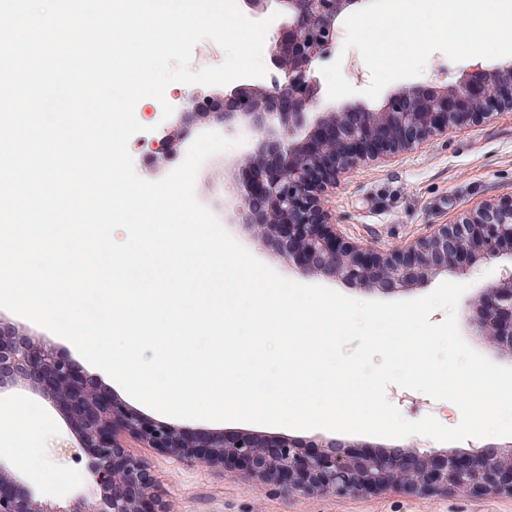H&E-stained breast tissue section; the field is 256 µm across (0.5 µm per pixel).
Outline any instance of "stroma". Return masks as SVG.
Here are the masks:
<instances>
[{"label":"stroma","mask_w":512,"mask_h":512,"mask_svg":"<svg viewBox=\"0 0 512 512\" xmlns=\"http://www.w3.org/2000/svg\"><path fill=\"white\" fill-rule=\"evenodd\" d=\"M237 155L230 149L207 158L200 167L195 193L216 217L224 215L225 187L239 180L227 164ZM512 201V110L501 109L478 123L449 127L422 148L399 153L384 161L362 164L337 176L321 196V205L347 241L380 251L428 235L434 225L450 224L485 202ZM45 343L68 353L89 382L110 391L129 409L151 420L160 413L130 397L105 372L90 364L77 349L57 335L40 329ZM388 400L410 421L433 416L445 427L459 425L461 413L452 403L432 399L395 385ZM38 409L41 428L33 468L18 473L42 499L66 507L90 494L93 483L85 456L63 416L46 400L32 394L0 397V413L22 405ZM173 426L202 431H248L261 435L290 436L321 443L332 439L325 429L291 430L277 426L173 419ZM131 455L144 458L155 480V490L175 512H512V498L450 493L420 495L388 490L355 497L291 496L273 484L255 482L247 473H225L220 466L180 461L127 440ZM73 454L58 459L57 449Z\"/></svg>","instance_id":"1"}]
</instances>
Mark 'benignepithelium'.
Returning <instances> with one entry per match:
<instances>
[{
  "label": "benign epithelium",
  "instance_id": "1",
  "mask_svg": "<svg viewBox=\"0 0 512 512\" xmlns=\"http://www.w3.org/2000/svg\"><path fill=\"white\" fill-rule=\"evenodd\" d=\"M362 0H246L283 15L272 38L279 76L245 78L207 97H190L176 123L190 133L203 120L215 132H239L245 149L229 163L248 186L225 200V222L242 224L256 243L292 262L304 276L340 279L366 291L398 294L438 277H464L486 264L499 275L470 301L467 325L512 364V203H484L453 224L388 252L355 245L326 221L319 195L336 176L368 161L415 150L450 126L474 122L487 106L512 108V60L475 67L452 84L417 83L381 106L324 107L315 76L336 25ZM29 392L56 405L89 458L92 498L74 511L36 498L0 461V512H170L155 494L146 462L128 454L133 438L176 459L246 471L257 481L303 497L365 495L386 489L512 497V444L464 452L410 444L351 453L330 440L312 455L291 437L200 432L147 420L90 387L68 357L36 333L0 318V396Z\"/></svg>",
  "mask_w": 512,
  "mask_h": 512
}]
</instances>
